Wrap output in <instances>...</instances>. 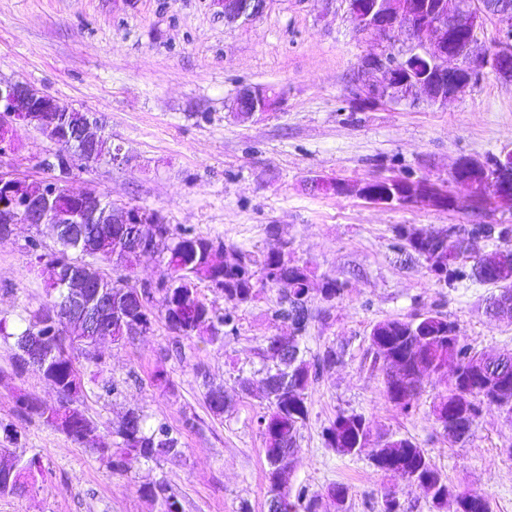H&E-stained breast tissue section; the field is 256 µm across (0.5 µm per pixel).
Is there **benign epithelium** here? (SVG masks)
Here are the masks:
<instances>
[{
    "label": "benign epithelium",
    "instance_id": "1",
    "mask_svg": "<svg viewBox=\"0 0 512 512\" xmlns=\"http://www.w3.org/2000/svg\"><path fill=\"white\" fill-rule=\"evenodd\" d=\"M265 0H224V21L234 23L249 19L263 10ZM355 26L363 32H376L396 41L402 32L412 36L413 45L405 53L382 54L365 59L361 68L378 71L383 79L365 85L368 101L417 99L426 97L432 104L444 105L474 82V76L487 68L504 81H512V6L506 0H349ZM499 24L500 37L491 50L478 47L476 31L487 15ZM278 104L275 92L264 87H248L237 96L233 109L244 117L264 114ZM73 108L21 81L0 80V157L15 152L14 127L34 124L51 140L83 146L82 156L96 160L100 136L90 122L64 124L57 113ZM40 166L52 176L36 183L38 189L22 193L16 170L0 166V189L6 190L0 200V224L49 226L58 241L81 240L86 250L93 248L94 236L84 225L105 221L122 226L121 241L127 249L150 255L161 238L160 217L135 207H116L105 203L94 188L74 192L76 206L64 209L56 202L59 190L67 185V159L51 155ZM454 192L428 178L411 180L391 176L379 181L313 180V187L325 193L356 196L377 205L428 207L454 210L464 200L474 209L490 204L512 205V151L500 154L497 163L461 158L450 173ZM383 187H375L376 183ZM50 279L60 284L63 294L46 313L64 334L81 342V351L89 359H97L99 345L112 340V297L102 273L95 266L63 271L49 265ZM485 272L499 283L512 282V253L502 252L496 261L486 263ZM494 318H512V296L502 293L496 304L488 308ZM19 354L29 367L46 363L41 337L28 336ZM485 399L505 408L512 407V397L499 386L485 387Z\"/></svg>",
    "mask_w": 512,
    "mask_h": 512
}]
</instances>
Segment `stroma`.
Segmentation results:
<instances>
[{
	"label": "stroma",
	"mask_w": 512,
	"mask_h": 512,
	"mask_svg": "<svg viewBox=\"0 0 512 512\" xmlns=\"http://www.w3.org/2000/svg\"><path fill=\"white\" fill-rule=\"evenodd\" d=\"M410 44L406 34L388 43L359 31L349 0H266L258 17L233 24L225 23L219 0H0V78L96 116L126 156L122 163L87 164L21 125L15 153L0 164L33 183L48 177L43 157L69 154L72 190L95 187L114 205L159 212L172 227L255 253L288 242L315 279L342 284L334 302L316 295L310 303L307 360L330 347L340 361L310 382V417L289 488L323 495L341 483L349 488L345 512H380L392 487L405 512H452L448 505L435 510L421 488L393 482L369 452L347 456L325 446L322 431L338 413H359L371 424L372 441L414 439L449 484L489 496L494 512H512V417L483 403L472 436L453 441L431 414L433 399L452 383L451 370L426 377L416 410L405 415L388 400L370 348L375 324L438 311L472 351L512 352V319L487 312L496 285L467 279L443 286L397 249L400 228L512 225V207L373 205L311 186L315 178L392 175L445 185L458 159L512 150V82L490 71L443 106L361 100L368 81L362 60ZM255 86L273 88L279 102L270 112L239 118L231 104ZM34 238L42 253L58 248L46 227L27 224L0 244V316H24L48 301V275L28 256ZM277 296V289H259L238 312L236 337L221 345L177 341L160 326L122 346L102 344L101 362L88 365L87 375L124 387L119 395L86 400L101 424V445L115 442L131 409L177 428L184 417L198 420L183 430L180 455L131 462L123 476L88 447L18 413L15 391L49 408L58 398L38 375L16 374L13 351L0 340V422L21 429L43 463L35 490L0 498V512H158L140 488L160 478L179 492L184 512H266L268 467L257 418L267 400L258 388L241 393L238 379L262 367L265 338L289 333L273 317ZM160 364L172 382L167 391L151 383ZM210 385L224 388L222 415L204 403Z\"/></svg>",
	"instance_id": "obj_1"
}]
</instances>
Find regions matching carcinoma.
Segmentation results:
<instances>
[{
    "label": "carcinoma",
    "instance_id": "cac0c4a2",
    "mask_svg": "<svg viewBox=\"0 0 512 512\" xmlns=\"http://www.w3.org/2000/svg\"><path fill=\"white\" fill-rule=\"evenodd\" d=\"M95 238L98 240V254L95 261L99 264L131 267L140 256L120 245L116 236L117 228L113 224H94ZM162 240L156 255L162 257L164 273L155 283L147 284L139 290L129 279L119 276L110 279L113 299L122 302L123 307H143L144 315L154 326L161 323L176 338L191 339L198 337L207 344L224 343L228 335L237 329L238 311L255 297V286L273 288L275 284L261 275V271L277 263L275 251L278 245L270 246L266 251L255 255L250 251H241L248 259L245 264H224L220 269L212 258L214 249H233L223 241L200 235L180 232L169 224L162 225ZM478 235L495 239L509 246L512 244L511 224H474L469 230ZM416 233L407 229L398 232L401 244L399 249L425 260L427 256L441 248L448 251V237L415 244ZM50 261L66 268L78 267L86 262L84 251L75 242L64 243L51 254ZM480 262L471 271L460 265L448 271L445 284L475 277L484 280ZM279 272L293 281L292 295H279L275 315L285 321L300 324V334L296 336H271L264 340L262 352L275 360V364L262 370L261 385L268 400L267 411L258 416L257 424L263 436L266 448L265 458L269 467V485L267 491V512H320L319 496L309 494L302 488L291 494L283 482L287 468L295 463L297 439L300 429L309 419L308 388L312 375L319 374L339 362L336 351L329 348L311 363L305 358L302 347L304 333L307 330L310 313L305 280L311 277L308 268H279ZM220 277L224 288L218 291L224 306L214 301H206L192 285L206 283ZM44 309L29 314L24 320V328L9 331V322L0 318V337L14 339L15 349H21L22 341L31 332L45 323ZM374 359L387 354L396 358L398 372L394 375L383 374L388 399L408 415L416 407V401L422 392L424 375L439 373L455 363L463 374L478 366L488 380L508 379L512 384V354L476 353L461 342L455 326L439 312L416 313L405 320H388L377 323L370 335ZM80 347L71 345L61 350L44 369L37 373L60 394V400L67 406L70 402L71 386L75 383L86 387L84 366L79 360ZM288 382H283V378ZM18 411L22 415L35 416L48 427H55L56 412L41 410L38 402L25 393L13 395ZM484 398L480 392L468 387L464 390L453 385L448 394L433 401L432 411L439 409L451 411L460 424L472 432L481 414ZM204 403L215 414H221L226 407L224 389L209 388L204 394ZM196 419L187 416L182 428L172 426L166 419L149 421L148 415L141 410L132 409L123 418L116 430L120 438L119 448H98L99 459L112 470L123 475L131 451L135 450L146 461L159 460L181 453V430L195 427ZM371 424L361 414L340 413L330 421L322 431L325 446L343 455H356L362 451L371 438ZM5 439L12 444L13 460L0 468V498H20L32 491L35 477L42 474L41 458L25 448L23 434L17 428L3 427ZM385 461L378 466L384 474L394 478L408 475L425 481L434 488L429 495L433 507H442L441 499L454 496L459 501V512H492L491 502L485 495L459 490L448 484L443 473L435 466L425 449L409 438L392 442L387 448ZM142 495L158 506L159 512H184L179 493L166 481L148 483L141 489Z\"/></svg>",
    "mask_w": 512,
    "mask_h": 512
}]
</instances>
